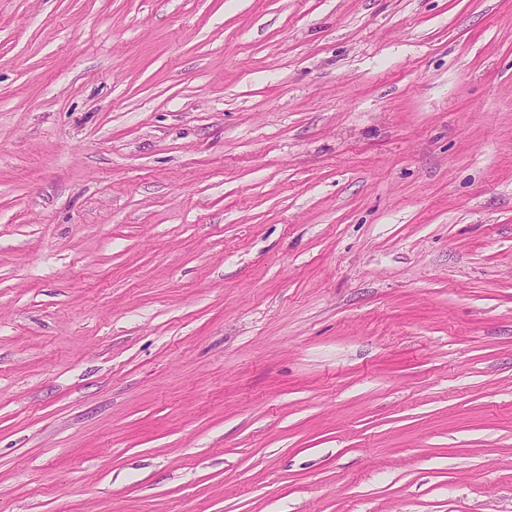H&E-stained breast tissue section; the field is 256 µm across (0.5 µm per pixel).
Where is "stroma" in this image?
Listing matches in <instances>:
<instances>
[{
  "instance_id": "obj_1",
  "label": "stroma",
  "mask_w": 512,
  "mask_h": 512,
  "mask_svg": "<svg viewBox=\"0 0 512 512\" xmlns=\"http://www.w3.org/2000/svg\"><path fill=\"white\" fill-rule=\"evenodd\" d=\"M0 512H512V0H0Z\"/></svg>"
}]
</instances>
